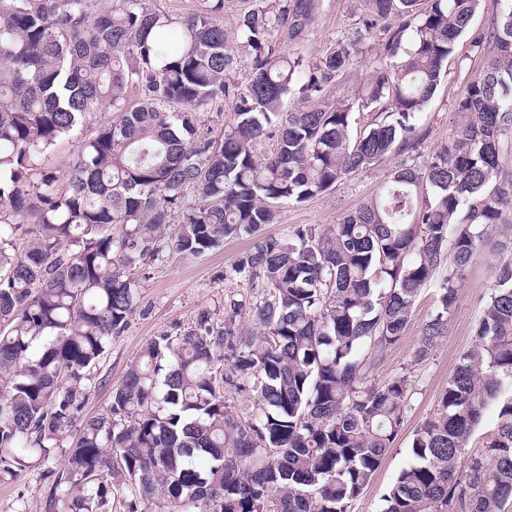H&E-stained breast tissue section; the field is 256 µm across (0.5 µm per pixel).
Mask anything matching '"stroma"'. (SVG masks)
Returning a JSON list of instances; mask_svg holds the SVG:
<instances>
[{
    "label": "stroma",
    "mask_w": 512,
    "mask_h": 512,
    "mask_svg": "<svg viewBox=\"0 0 512 512\" xmlns=\"http://www.w3.org/2000/svg\"><path fill=\"white\" fill-rule=\"evenodd\" d=\"M317 4L315 21L302 39L290 41L277 33L273 41L279 51L298 53L309 63L318 62L336 45L353 46V63L338 81L334 96L353 101L352 128L363 130L380 121L385 108L363 107L357 104L356 98L369 75L385 66L383 41L400 21L382 20L370 29L366 26L368 10L364 0H317ZM469 42L466 36L459 40L456 54L449 61L434 97L417 118L426 135L416 150L358 170L345 177L334 190L307 202L280 203L276 223L262 226L261 235L284 237L302 225L338 223L346 213L374 197L400 163L421 168L435 157L447 145L458 124V99L485 63L483 56L470 52ZM108 118V113H97L78 137L61 141L45 158V169L65 177L80 141L93 137ZM252 242V237L247 235L228 238L217 250L193 255L177 250L168 239L158 256L145 259L137 266L133 277L138 283L139 304L124 332L113 339L92 375L93 390L83 410L84 416H95L106 410L113 386L122 380L129 365L155 336L190 327L203 308L213 310L216 320H223L228 297L252 295L251 283L230 274L232 266ZM510 258L512 211L507 210L500 224L490 229L487 241L475 252L448 313L445 333L430 358L419 364L412 361L420 330L436 309L435 290L428 287L415 304L403 338L388 348L370 369L369 382L379 386L397 374L408 375L409 410L393 447L373 481L352 502L349 512H381L382 497L388 487L413 461L411 445L416 429L438 411L448 377L460 354L474 343L473 329L492 292L496 267ZM67 451V445H60L40 466L23 472L17 479L0 483V512H44L51 486L48 475L63 467Z\"/></svg>",
    "instance_id": "35a3bbf8"
}]
</instances>
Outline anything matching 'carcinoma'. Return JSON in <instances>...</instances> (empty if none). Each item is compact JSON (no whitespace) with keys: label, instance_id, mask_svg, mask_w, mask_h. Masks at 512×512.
Instances as JSON below:
<instances>
[{"label":"carcinoma","instance_id":"cac0c4a2","mask_svg":"<svg viewBox=\"0 0 512 512\" xmlns=\"http://www.w3.org/2000/svg\"><path fill=\"white\" fill-rule=\"evenodd\" d=\"M499 2L491 30L471 43L491 57L457 102L448 146L423 168L399 166L329 228L255 240L232 273L260 292L228 300L220 326L205 308L147 345L106 412L83 421L47 512H108L118 476L176 512H348L408 411L409 377L369 384L363 348L378 357L399 341L433 283L437 307L413 352L427 360L475 251L512 206V177L500 174L512 136V7ZM369 3L370 27L404 19L384 44L402 61L371 74L365 104L391 112L353 136V103L333 96L350 49L309 65L271 40L285 23L296 39L315 0L247 10L233 44L217 20L224 0H200L185 17L146 0H0V479L48 458L78 420L94 369L136 308L130 271L159 255L170 225L178 250L205 253L424 137L416 115L486 0ZM238 53L250 66L244 86L230 77ZM227 99L231 126L217 138L200 131L202 112ZM105 108L112 118L60 185L44 158ZM265 140L276 147L261 157ZM245 309L261 331L241 327ZM474 338L382 512H504L512 502L511 259L495 270ZM226 386L253 393L254 418L227 405ZM491 407L494 432L468 456Z\"/></svg>","mask_w":512,"mask_h":512}]
</instances>
